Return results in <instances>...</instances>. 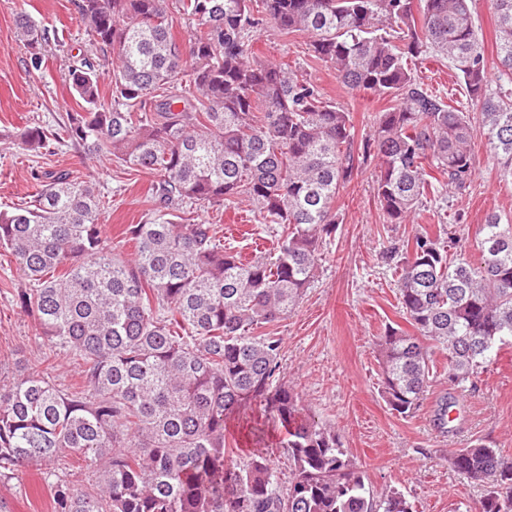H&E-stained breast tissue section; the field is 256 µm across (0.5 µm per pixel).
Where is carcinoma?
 Wrapping results in <instances>:
<instances>
[{"instance_id":"1","label":"carcinoma","mask_w":512,"mask_h":512,"mask_svg":"<svg viewBox=\"0 0 512 512\" xmlns=\"http://www.w3.org/2000/svg\"><path fill=\"white\" fill-rule=\"evenodd\" d=\"M171 1L194 23L186 41L172 34ZM491 7L494 83L468 0H74L94 47L68 71L80 111L57 129H27L22 145L46 154L67 141L144 170L152 205L129 229L127 259L104 234L103 196L69 172L34 175L29 205L0 211V247L28 281L20 306L49 346L0 382V469L65 456L96 467L86 489L44 472L54 512H414L401 490L366 484L334 428L281 378V337L257 330L287 316L313 282L340 223V191L369 161L390 224L416 212L435 175L455 190L471 180L470 116L425 86L416 62L448 58L512 180V0ZM264 23L306 35L309 56L346 89L397 105L357 141L350 112L299 70L253 57L250 34ZM15 24L32 69L45 46L63 44L22 9ZM242 201L279 225L276 256L245 262L213 225L187 216L192 205ZM477 251L474 262L451 256L427 231L383 250L410 326L388 325L376 341L381 396L401 416L421 406L437 357L463 390L512 344V218L488 214ZM60 353L80 368L81 390L51 380ZM247 408L284 431L288 485L261 427L247 462L229 460L227 421ZM448 466L486 484L478 512H512V460L501 449L474 440L450 450Z\"/></svg>"}]
</instances>
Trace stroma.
I'll use <instances>...</instances> for the list:
<instances>
[{
  "instance_id": "1",
  "label": "stroma",
  "mask_w": 512,
  "mask_h": 512,
  "mask_svg": "<svg viewBox=\"0 0 512 512\" xmlns=\"http://www.w3.org/2000/svg\"><path fill=\"white\" fill-rule=\"evenodd\" d=\"M25 10L37 21L56 27L64 48L48 47L40 70L27 65L26 49L15 41V13ZM256 54L288 61L329 100L348 109L357 137L369 134L376 113L389 98L353 93L323 63L307 55V38L261 26L252 34ZM91 47L72 0H0V210L26 205L37 182L34 173L66 170L96 186L109 200L102 215L104 233L121 256L133 252L127 229L142 223L151 207L153 177L108 159H92L69 143L54 153L23 150L20 136L34 125L52 128L76 111L67 74ZM417 75L451 106L468 109L464 83L446 58L430 55ZM475 173L461 191L439 190L428 197L409 223H387L375 193V169L367 167L341 191V224L324 247L314 281L287 318L271 325L282 339L280 372L306 406L331 424L347 455L362 464L374 490L403 491L415 512H472L484 494L482 485L449 468V450L471 441L494 442L512 458V346L503 347L487 364L475 388L449 391L438 374L412 416L389 410L378 392L380 368L374 341L386 325L402 324L396 274L383 257L384 246L427 230L440 236L449 253L476 256V233L488 213L512 216V181L500 175L497 158L483 136L474 139ZM196 221L216 226L225 248L244 258L273 253L278 227L264 223L254 207L205 205ZM27 280L11 255L0 249V375L14 376L33 362L47 344L36 322L15 302ZM456 406L448 430L434 419L445 397ZM0 494L12 512H53L49 488L39 465L0 479Z\"/></svg>"
}]
</instances>
